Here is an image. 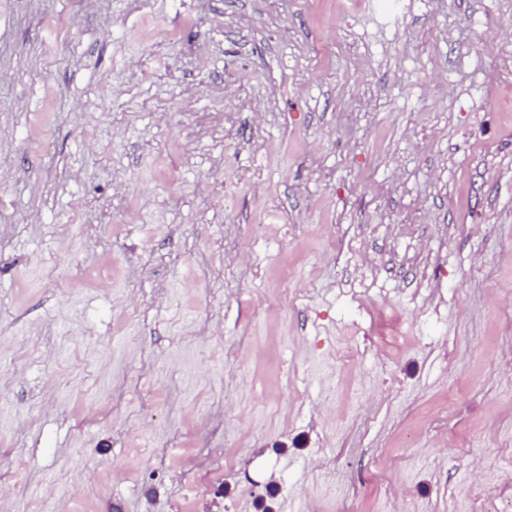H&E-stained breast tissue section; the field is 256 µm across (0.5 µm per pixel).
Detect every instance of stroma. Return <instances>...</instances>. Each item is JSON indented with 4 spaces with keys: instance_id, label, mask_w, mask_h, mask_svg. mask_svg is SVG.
<instances>
[{
    "instance_id": "1",
    "label": "stroma",
    "mask_w": 512,
    "mask_h": 512,
    "mask_svg": "<svg viewBox=\"0 0 512 512\" xmlns=\"http://www.w3.org/2000/svg\"><path fill=\"white\" fill-rule=\"evenodd\" d=\"M1 199L6 512H512V0H0Z\"/></svg>"
}]
</instances>
